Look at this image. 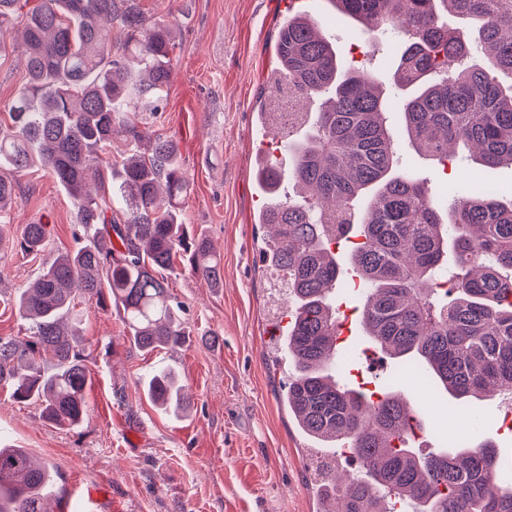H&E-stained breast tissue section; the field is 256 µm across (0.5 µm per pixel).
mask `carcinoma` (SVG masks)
<instances>
[{"mask_svg": "<svg viewBox=\"0 0 512 512\" xmlns=\"http://www.w3.org/2000/svg\"><path fill=\"white\" fill-rule=\"evenodd\" d=\"M363 31L403 35L391 86L400 123L371 73L343 62L332 39L299 10H288L275 45V83L302 89L300 121L288 132L295 158L288 179L301 198H266L256 221L276 228L268 264L290 321L278 337L293 374L282 403L316 448L345 444L360 469L316 485L317 512H512V483L496 446L419 457L409 448L417 412L397 396L344 384L332 373L337 313L326 292L342 266L330 244L352 237L349 259L367 286L359 309L365 335L418 372L429 388L456 401L512 397V205L483 191L480 169L512 166V0H328ZM459 26L444 23L438 5ZM0 56L22 49L27 81L4 106L0 128V213L15 206L12 174L38 164L67 192L87 239L53 257L14 301L26 338L0 337V385L19 403L38 402L45 417L78 426L87 408L88 370L73 324L78 303L106 301L123 311L134 346L174 349L189 335L167 274L188 257L213 285L221 262L202 235L190 236L176 200L189 187L176 145L156 138L146 155L116 168L102 154L121 127L148 137L140 113L156 112L173 75L169 27L151 21L141 0H40ZM473 27L487 65L470 53L460 27ZM442 163L450 146L474 149L477 168L454 199L450 219L425 189L398 170L400 141ZM49 231L19 225L26 252L44 248ZM453 261V287L437 271ZM144 386L165 408L191 406L175 371L155 368ZM0 512H57L50 471L23 448L0 447Z\"/></svg>", "mask_w": 512, "mask_h": 512, "instance_id": "1", "label": "carcinoma"}]
</instances>
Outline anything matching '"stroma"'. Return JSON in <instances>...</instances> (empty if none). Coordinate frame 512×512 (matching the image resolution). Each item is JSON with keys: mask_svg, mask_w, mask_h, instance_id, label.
<instances>
[{"mask_svg": "<svg viewBox=\"0 0 512 512\" xmlns=\"http://www.w3.org/2000/svg\"><path fill=\"white\" fill-rule=\"evenodd\" d=\"M142 6L170 27L174 43L173 79L152 130L177 146L190 178L180 200L184 220L191 233L211 242L223 276L215 287L185 265L169 275L190 333L173 350L141 351L116 307L82 305L84 420L74 428L55 426L38 404L15 402L0 388V445L27 449L50 469L61 512H315L313 466L279 402L285 373L268 359L272 276L248 260L267 236L256 222L263 199L250 158L261 143L251 133L285 10L273 0H142ZM306 9L342 59L362 42L368 50L363 65L392 75L400 56L395 34H364L326 0H307ZM456 156L455 171L445 176L408 146L399 168L427 180L446 212L471 163L465 148ZM15 194L0 240V337L23 335L11 299L50 256L76 248L80 229L71 199L46 170L16 175ZM32 222L50 229L45 251L28 253L12 241L15 225ZM158 365L178 372L192 399L186 414L161 410L144 394L143 379ZM355 366L346 359L342 382L354 387L364 379L415 406V384L397 361L360 378ZM425 404L418 454L489 440L504 461L512 460V434L500 429L497 397L455 404L447 393L431 392Z\"/></svg>", "mask_w": 512, "mask_h": 512, "instance_id": "obj_1", "label": "stroma"}]
</instances>
